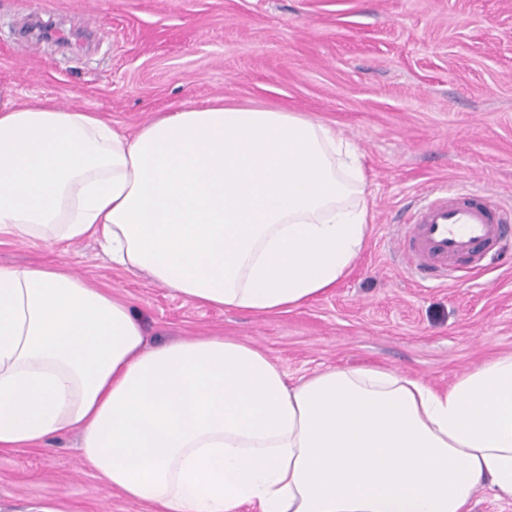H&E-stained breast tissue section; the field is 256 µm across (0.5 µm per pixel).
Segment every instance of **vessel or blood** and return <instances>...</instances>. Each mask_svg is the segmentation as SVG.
Listing matches in <instances>:
<instances>
[{"label": "vessel or blood", "mask_w": 512, "mask_h": 512, "mask_svg": "<svg viewBox=\"0 0 512 512\" xmlns=\"http://www.w3.org/2000/svg\"><path fill=\"white\" fill-rule=\"evenodd\" d=\"M511 225L512 216L487 192L442 189L404 225L401 254L418 276L445 282L460 264L478 266Z\"/></svg>", "instance_id": "1"}]
</instances>
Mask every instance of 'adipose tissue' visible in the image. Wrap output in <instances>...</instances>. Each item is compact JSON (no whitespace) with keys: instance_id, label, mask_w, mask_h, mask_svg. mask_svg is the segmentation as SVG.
<instances>
[{"instance_id":"1","label":"adipose tissue","mask_w":512,"mask_h":512,"mask_svg":"<svg viewBox=\"0 0 512 512\" xmlns=\"http://www.w3.org/2000/svg\"><path fill=\"white\" fill-rule=\"evenodd\" d=\"M362 159L299 112L182 103L125 133L0 86V244L92 238L192 303L286 312L365 244ZM70 431L156 512H469L487 481L512 501V354L445 388L377 367L291 383L237 339L147 346L63 265L0 266V450Z\"/></svg>"}]
</instances>
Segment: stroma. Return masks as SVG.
<instances>
[{"mask_svg":"<svg viewBox=\"0 0 512 512\" xmlns=\"http://www.w3.org/2000/svg\"><path fill=\"white\" fill-rule=\"evenodd\" d=\"M31 15L90 46L21 42ZM0 84L131 132L181 102L301 112L363 153L366 244L328 294L283 313L202 307L144 272L116 271L90 239L69 250L0 244V265L63 264L141 318L148 344L218 335L261 347L297 380L378 366L438 387L512 353V236L478 276L420 281L398 224L419 198L463 184L512 209V0H0ZM0 512H153L80 459L64 433L0 452Z\"/></svg>","mask_w":512,"mask_h":512,"instance_id":"1","label":"stroma"}]
</instances>
